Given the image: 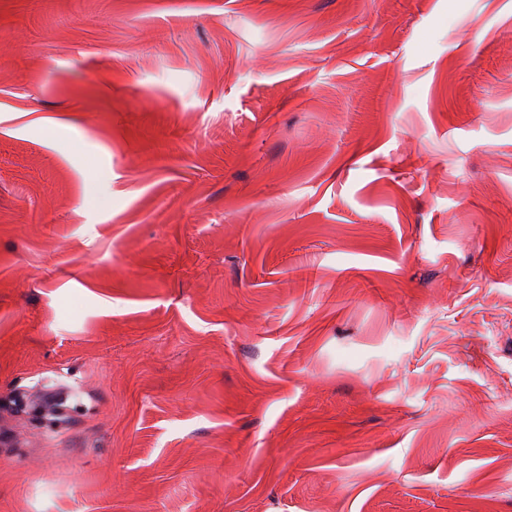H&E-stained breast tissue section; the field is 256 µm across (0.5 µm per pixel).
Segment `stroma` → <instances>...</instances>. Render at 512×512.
Returning a JSON list of instances; mask_svg holds the SVG:
<instances>
[{
  "instance_id": "1",
  "label": "stroma",
  "mask_w": 512,
  "mask_h": 512,
  "mask_svg": "<svg viewBox=\"0 0 512 512\" xmlns=\"http://www.w3.org/2000/svg\"><path fill=\"white\" fill-rule=\"evenodd\" d=\"M0 512H512V0H0Z\"/></svg>"
}]
</instances>
